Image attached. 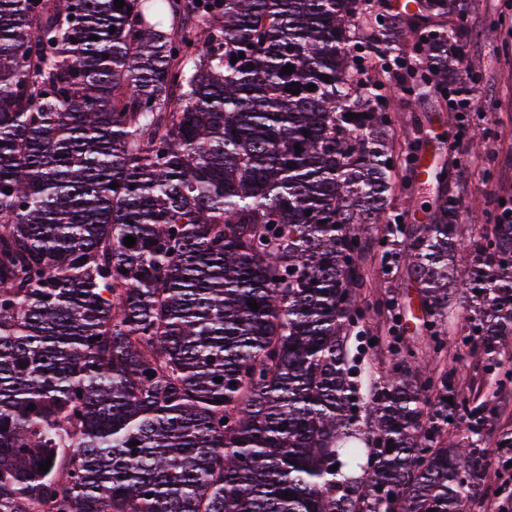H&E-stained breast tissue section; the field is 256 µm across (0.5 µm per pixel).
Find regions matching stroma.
<instances>
[{"instance_id":"1","label":"stroma","mask_w":512,"mask_h":512,"mask_svg":"<svg viewBox=\"0 0 512 512\" xmlns=\"http://www.w3.org/2000/svg\"><path fill=\"white\" fill-rule=\"evenodd\" d=\"M447 31L458 48L456 71L471 70L478 81L473 89L483 110L469 131H462L457 113L448 109L443 97L413 99L405 89L390 98L397 118L395 142L396 175L405 188L392 203L405 223H412L415 212H433L441 190L437 184L415 183L404 153L410 140L434 132L446 148L441 164L448 169V187L476 201L473 210L463 211L468 224H489L499 210L498 185L512 181V0H448V13L427 20L405 19L398 34L401 47L412 46L437 31ZM368 280L361 288L360 306L385 298L394 302L410 330L392 329L390 314H383L375 334V345L364 347L367 364L385 366L390 351L413 348L424 350L427 339L412 315L416 311L417 290L398 272H389L382 251H375L367 263ZM428 367H439L452 377L457 390L469 391L478 383H501L508 393L506 407L497 418L484 424L486 440L482 461L487 467L485 486L471 491L465 499V512H482L486 503L496 502L512 512V463L502 451L504 437L512 436V366L479 364L476 371L459 367L452 357L428 360Z\"/></svg>"}]
</instances>
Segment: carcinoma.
<instances>
[{
  "instance_id": "cac0c4a2",
  "label": "carcinoma",
  "mask_w": 512,
  "mask_h": 512,
  "mask_svg": "<svg viewBox=\"0 0 512 512\" xmlns=\"http://www.w3.org/2000/svg\"><path fill=\"white\" fill-rule=\"evenodd\" d=\"M124 2L0 0V512H463L485 406L412 349L380 373L352 354L397 183L390 88L349 49L406 59L427 97L448 32L420 67L403 14L355 29L371 0ZM471 208L443 193L384 237L429 350L459 288L495 362L512 221L467 240Z\"/></svg>"
}]
</instances>
